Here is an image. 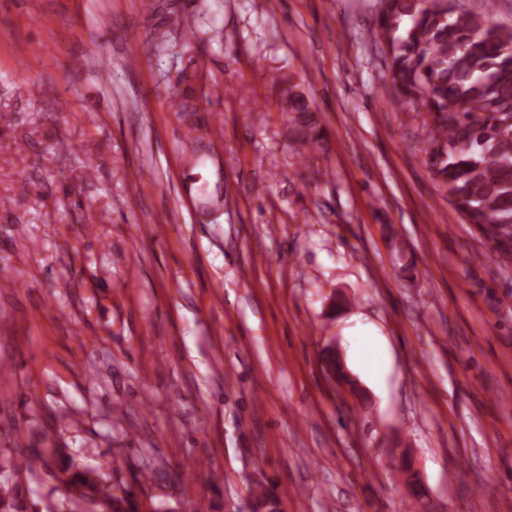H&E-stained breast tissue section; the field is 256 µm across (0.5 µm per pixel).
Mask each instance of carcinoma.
Returning <instances> with one entry per match:
<instances>
[{"instance_id":"1","label":"carcinoma","mask_w":512,"mask_h":512,"mask_svg":"<svg viewBox=\"0 0 512 512\" xmlns=\"http://www.w3.org/2000/svg\"><path fill=\"white\" fill-rule=\"evenodd\" d=\"M377 29L396 95L424 114L430 138L424 152L434 179L465 221L496 246V263L512 264V29L456 0H381ZM282 111L297 126L302 145H319L309 100L293 85ZM27 455L0 461V512H24L10 481ZM56 478L92 512H143L145 489L98 468L80 467L56 454ZM253 512H277L268 492Z\"/></svg>"}]
</instances>
